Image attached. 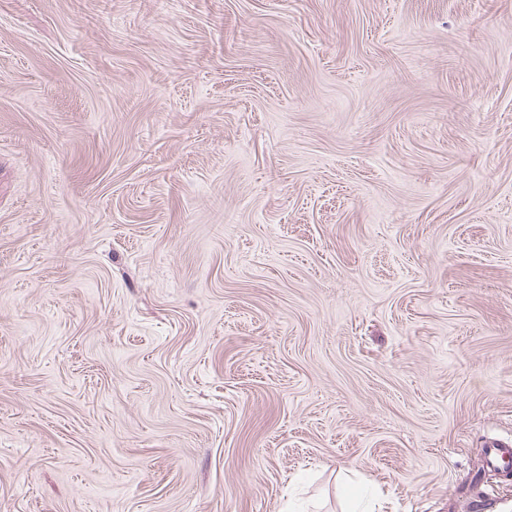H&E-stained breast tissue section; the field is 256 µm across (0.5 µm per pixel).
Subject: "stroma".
I'll return each mask as SVG.
<instances>
[{"mask_svg":"<svg viewBox=\"0 0 512 512\" xmlns=\"http://www.w3.org/2000/svg\"><path fill=\"white\" fill-rule=\"evenodd\" d=\"M512 0H0V512H512ZM512 445L496 440L488 441L483 453V466L491 470L510 472L512 460ZM510 465V469H508Z\"/></svg>","mask_w":512,"mask_h":512,"instance_id":"35a3bbf8","label":"stroma"}]
</instances>
